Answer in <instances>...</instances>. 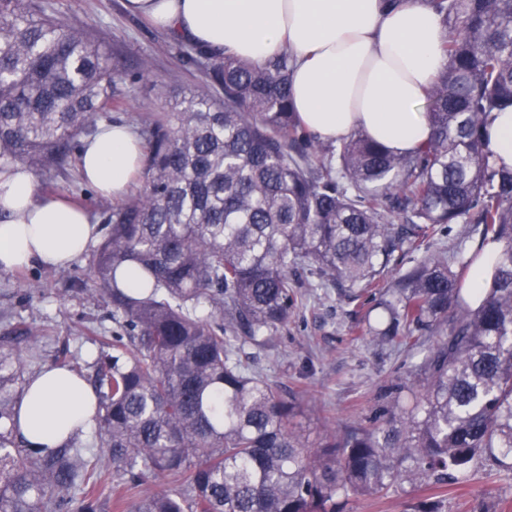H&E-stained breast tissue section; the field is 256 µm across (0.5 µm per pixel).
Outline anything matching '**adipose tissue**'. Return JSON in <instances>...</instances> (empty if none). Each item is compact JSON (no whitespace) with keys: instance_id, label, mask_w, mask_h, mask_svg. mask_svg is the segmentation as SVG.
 Listing matches in <instances>:
<instances>
[{"instance_id":"adipose-tissue-1","label":"adipose tissue","mask_w":512,"mask_h":512,"mask_svg":"<svg viewBox=\"0 0 512 512\" xmlns=\"http://www.w3.org/2000/svg\"><path fill=\"white\" fill-rule=\"evenodd\" d=\"M124 8L220 54L261 63L289 48L294 109L321 140L359 129L405 153L433 133L423 105L448 59L446 31L426 0H125ZM487 133L492 163L512 167V111L494 113ZM142 167V142L125 124L83 142L82 177L101 195L126 196ZM99 234L85 209L40 194L26 166L0 171L1 272L67 266ZM96 410L83 378L48 366L28 379L15 430L28 447L57 448L89 431Z\"/></svg>"}]
</instances>
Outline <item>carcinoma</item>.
<instances>
[{
  "instance_id": "obj_1",
  "label": "carcinoma",
  "mask_w": 512,
  "mask_h": 512,
  "mask_svg": "<svg viewBox=\"0 0 512 512\" xmlns=\"http://www.w3.org/2000/svg\"><path fill=\"white\" fill-rule=\"evenodd\" d=\"M449 30L428 95L432 137L396 154L355 130L324 142L291 104L293 56L263 63L195 49L209 83L147 112L145 164L105 203L90 268L119 330L94 335L99 447L17 444L13 356L0 353V512H344L407 476L448 483L481 459L512 469V168L490 163L485 125L512 110V0H428ZM101 42L44 0H0V160L56 191L81 138L123 100ZM450 224L478 250L404 257ZM492 243L484 287L464 282ZM126 263L141 287L117 283ZM376 302L373 342L427 345L411 381L385 386L368 424L309 440L295 394L244 364L298 306L297 289ZM29 361L43 353L20 322Z\"/></svg>"
}]
</instances>
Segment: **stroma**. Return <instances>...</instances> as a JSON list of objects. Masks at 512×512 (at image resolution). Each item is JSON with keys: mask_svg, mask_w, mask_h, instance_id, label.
<instances>
[{"mask_svg": "<svg viewBox=\"0 0 512 512\" xmlns=\"http://www.w3.org/2000/svg\"><path fill=\"white\" fill-rule=\"evenodd\" d=\"M45 2L73 25L90 30L110 52L124 100L120 120L131 128H138L143 113L168 110L167 91L203 86L199 67L186 53L187 43L129 15L124 0ZM22 277L39 280V291L31 294L21 288ZM94 287L84 256L65 269L33 266L19 273L0 272V352L16 360L17 388H24L38 367L29 362L25 342L8 340L12 322L23 320L41 330L46 364L64 351L81 362L93 361L98 346L83 336V329L108 333L116 327L111 306L94 294ZM298 301L276 346L245 348L243 359L300 395L305 411L298 422L315 437L371 416L382 386L407 379L419 357L363 338L365 308L346 303L336 292L302 288ZM431 498L441 512H512V471L481 462L459 472L442 492L428 481L406 479L380 499L350 497L344 510L415 512Z\"/></svg>", "mask_w": 512, "mask_h": 512, "instance_id": "stroma-1", "label": "stroma"}]
</instances>
